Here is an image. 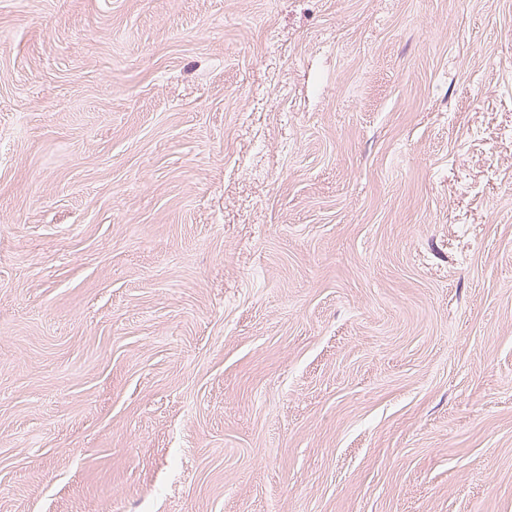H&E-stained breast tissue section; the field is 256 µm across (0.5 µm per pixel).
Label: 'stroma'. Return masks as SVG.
<instances>
[{"label":"stroma","instance_id":"obj_1","mask_svg":"<svg viewBox=\"0 0 512 512\" xmlns=\"http://www.w3.org/2000/svg\"><path fill=\"white\" fill-rule=\"evenodd\" d=\"M0 512H512V0H0Z\"/></svg>","mask_w":512,"mask_h":512}]
</instances>
